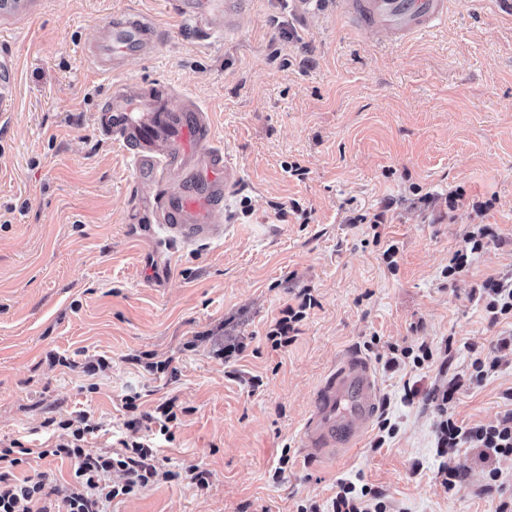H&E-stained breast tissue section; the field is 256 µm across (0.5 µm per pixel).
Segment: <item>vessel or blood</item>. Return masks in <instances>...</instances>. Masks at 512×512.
Instances as JSON below:
<instances>
[{"mask_svg": "<svg viewBox=\"0 0 512 512\" xmlns=\"http://www.w3.org/2000/svg\"><path fill=\"white\" fill-rule=\"evenodd\" d=\"M342 13L361 27L406 40L437 29L448 18V0H338ZM178 13L212 28L235 29L239 0H175ZM159 37L140 13L113 15L87 49L98 71L122 72L135 56L155 52ZM104 136L135 161L139 180L161 183L151 218L166 242L202 243L222 238L217 215L238 188L240 173L215 146L211 119L197 104L175 106L169 95L136 81L114 84L107 104L93 118ZM379 383L371 362L351 351L321 379L301 430L311 458L329 459L354 448L377 410Z\"/></svg>", "mask_w": 512, "mask_h": 512, "instance_id": "obj_1", "label": "vessel or blood"}]
</instances>
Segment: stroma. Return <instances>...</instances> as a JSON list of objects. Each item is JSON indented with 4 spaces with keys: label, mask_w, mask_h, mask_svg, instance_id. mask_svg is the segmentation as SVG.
Segmentation results:
<instances>
[{
    "label": "stroma",
    "mask_w": 512,
    "mask_h": 512,
    "mask_svg": "<svg viewBox=\"0 0 512 512\" xmlns=\"http://www.w3.org/2000/svg\"><path fill=\"white\" fill-rule=\"evenodd\" d=\"M125 11L150 15L161 46L130 60L124 78L209 112L241 174L223 240L172 244L162 259L141 207L155 189L137 184L126 150L93 123L115 78L86 48ZM1 40L14 87L0 122V440L30 448L15 474H44L43 505L56 512L72 480L69 460L35 454L60 438L61 421L89 413L102 429L88 448L100 452L134 438L133 413L168 400L178 425L159 457L176 479L117 497L110 512H297L327 506L343 480L380 491L391 512H494L512 497V464L486 491L492 464L476 448L449 450L465 479L444 485L438 415L404 398L405 382L428 391L469 376L479 356L499 366L458 391L455 420L491 424L512 410V353L495 350L512 319L491 321L473 294L512 277V12L499 0H449L438 31L404 42L357 30L333 0H244L225 35L198 31L166 0H19L0 11ZM293 162L304 179L288 174ZM377 212L380 226L353 221ZM478 224L492 230L483 251L444 277ZM305 288L318 307L272 349L268 332ZM448 339L447 367L385 366L390 345ZM229 340L246 345L230 361ZM350 347L371 361L398 431L377 448L369 428L352 454L317 462L299 432ZM94 357L106 368L84 373ZM192 466L210 472L208 488L191 483Z\"/></svg>",
    "instance_id": "1"
}]
</instances>
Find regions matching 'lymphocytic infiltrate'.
Instances as JSON below:
<instances>
[{"mask_svg":"<svg viewBox=\"0 0 512 512\" xmlns=\"http://www.w3.org/2000/svg\"><path fill=\"white\" fill-rule=\"evenodd\" d=\"M497 361L474 359L468 379L453 376L446 382L421 392L418 386L404 388L406 400L424 396L426 402L435 405L439 420L436 424V454L442 462L439 472L444 484L456 487L464 478L460 466L445 463L444 456L452 448L480 449L483 459L495 461L496 466L488 472L490 484H497L502 475L501 463L512 462V411L493 424L467 427L458 424L448 412L455 393L464 382H481L490 371L496 370ZM61 429L67 430L69 438L38 451V458L49 456L69 459L73 464V480L61 499L57 512H109L112 500L121 495L135 493L154 483L158 476L173 478V471L161 468L155 450L149 441H122V453L111 455L105 452L93 453L86 450L84 443L95 427L89 422L88 414L62 421ZM28 450L18 441L0 448V512H46L39 500L44 489L41 476L16 478L13 469L20 465L21 458ZM119 472L121 484L113 485L107 480L110 472ZM330 512H388V505L381 492L368 486H356L343 481L331 501Z\"/></svg>","mask_w":512,"mask_h":512,"instance_id":"f902f5d3","label":"lymphocytic infiltrate"}]
</instances>
